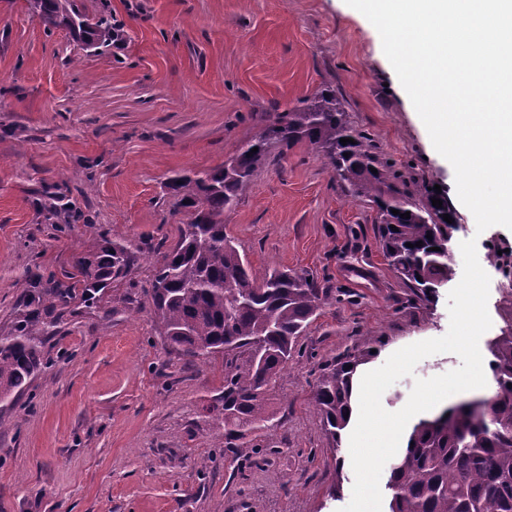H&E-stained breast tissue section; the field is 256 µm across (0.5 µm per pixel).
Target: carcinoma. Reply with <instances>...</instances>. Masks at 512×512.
Wrapping results in <instances>:
<instances>
[{
	"instance_id": "1",
	"label": "carcinoma",
	"mask_w": 512,
	"mask_h": 512,
	"mask_svg": "<svg viewBox=\"0 0 512 512\" xmlns=\"http://www.w3.org/2000/svg\"><path fill=\"white\" fill-rule=\"evenodd\" d=\"M28 5L46 26L67 30L87 52L102 54L123 37L122 24L107 7L88 14L74 0H28ZM342 138L354 143L344 145ZM298 142L326 160L344 193L376 208L383 255L416 301L430 303L453 275L448 249L458 225L443 220L447 200L427 188L422 191L427 202L417 199V190L373 140L354 129L343 97L332 88L244 134L238 153L224 167L195 180H171L192 212L176 244L153 267L149 307L167 348L191 362L222 358L224 388L209 412L224 433L212 447L226 449L234 461L261 453L257 439L271 428L268 396L310 323L337 301L303 271L273 269L257 278L224 231V212L236 205L269 148ZM434 198L442 206L432 205ZM406 212L410 218H401ZM418 241L422 246H416ZM137 261V252L114 231L78 260L71 282L32 275L31 290L10 328L0 332L1 401L25 392L47 367L42 347L56 334L62 311L77 299L86 307L102 302L112 283L125 278ZM377 346V338L363 336L353 352L321 368L312 405L335 443L349 423L357 368ZM488 350L491 417L479 423L470 404L460 402L419 420L391 464L388 512H512V312Z\"/></svg>"
}]
</instances>
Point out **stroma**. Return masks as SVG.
Listing matches in <instances>:
<instances>
[{
  "mask_svg": "<svg viewBox=\"0 0 512 512\" xmlns=\"http://www.w3.org/2000/svg\"><path fill=\"white\" fill-rule=\"evenodd\" d=\"M109 5L122 41L97 55L62 30L46 32L27 0H0V331L31 273L72 272L103 231L145 250L113 284L104 308L72 303L44 346L49 368L0 401V512H341L355 476L312 408L322 365L380 337V367L409 344L449 328L450 285L411 314L409 290L390 270L370 203L346 196L305 143L274 147L225 231L252 271H304L341 299L299 342L271 400L272 466L230 462L213 447L222 427L207 408L221 366L197 367L162 343L142 288L190 213L172 177L198 178L239 150L243 135L325 87L345 100L352 125L402 174L440 185L455 213V242L475 239L490 277V335L512 306V284L492 261L512 230L477 231L382 49L376 28L344 0H76ZM80 207L59 224L42 206ZM453 353L421 360L383 394L391 412L415 379L459 367ZM339 497H329L333 485Z\"/></svg>",
  "mask_w": 512,
  "mask_h": 512,
  "instance_id": "obj_1",
  "label": "stroma"
}]
</instances>
